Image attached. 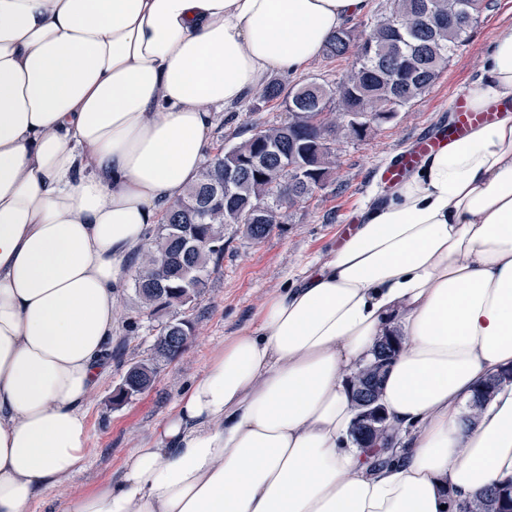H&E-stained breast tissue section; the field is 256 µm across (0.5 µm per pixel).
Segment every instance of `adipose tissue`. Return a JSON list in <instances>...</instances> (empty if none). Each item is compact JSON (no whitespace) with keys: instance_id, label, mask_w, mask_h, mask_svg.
<instances>
[{"instance_id":"1","label":"adipose tissue","mask_w":512,"mask_h":512,"mask_svg":"<svg viewBox=\"0 0 512 512\" xmlns=\"http://www.w3.org/2000/svg\"><path fill=\"white\" fill-rule=\"evenodd\" d=\"M368 0H0V512L84 468L86 405L147 230L215 115L296 74ZM512 98V28L469 93ZM393 460L349 440L380 336ZM512 111L426 158L225 337L117 480L61 512H441L512 482ZM402 347V336L397 332L381 336L373 349V360L351 380V384L360 383L380 395L387 366L397 356ZM381 360L380 365L377 362ZM381 370V371H380ZM506 381L502 380L500 372L491 376L479 389L472 400L468 404L469 414L467 415V419L469 421H474L478 415V412L484 407V405L490 401L495 391Z\"/></svg>"}]
</instances>
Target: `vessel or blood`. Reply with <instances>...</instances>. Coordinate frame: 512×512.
Returning a JSON list of instances; mask_svg holds the SVG:
<instances>
[{
  "instance_id": "obj_1",
  "label": "vessel or blood",
  "mask_w": 512,
  "mask_h": 512,
  "mask_svg": "<svg viewBox=\"0 0 512 512\" xmlns=\"http://www.w3.org/2000/svg\"><path fill=\"white\" fill-rule=\"evenodd\" d=\"M450 113L451 119L447 125L416 137L379 168L377 176L381 184H399L424 156L436 151L442 143L463 137L472 127L487 122L493 116L492 110L489 109L473 110L466 95L463 94L455 96Z\"/></svg>"
}]
</instances>
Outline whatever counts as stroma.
<instances>
[{"label":"stroma","instance_id":"1","mask_svg":"<svg viewBox=\"0 0 512 512\" xmlns=\"http://www.w3.org/2000/svg\"><path fill=\"white\" fill-rule=\"evenodd\" d=\"M510 26L512 0H494L469 40L458 48L424 95L398 112L390 123L373 128L364 140H346L338 145L335 180L290 208L286 224L260 241L227 229L224 260L212 272L205 292L177 311L178 317L191 320L194 326L186 348L174 360L159 364L149 391L116 408L112 394L129 366L151 358L153 328L158 324L157 318L139 308L132 288L121 290L107 369L86 407L87 465L65 482L49 487L34 504L33 512H52L71 495L92 491L117 476L131 448L171 412L180 393L203 375L213 349L224 337L244 327L268 294L293 281L307 264L335 248L343 224L374 197L384 195L376 176L378 168L413 136L447 119L453 96L469 90L495 35ZM287 118L281 105L257 107L252 100H245L234 111L220 113L211 135L213 146L219 149L235 143L244 124L265 127ZM132 320L140 325L139 336L133 340L126 332Z\"/></svg>","mask_w":512,"mask_h":512}]
</instances>
